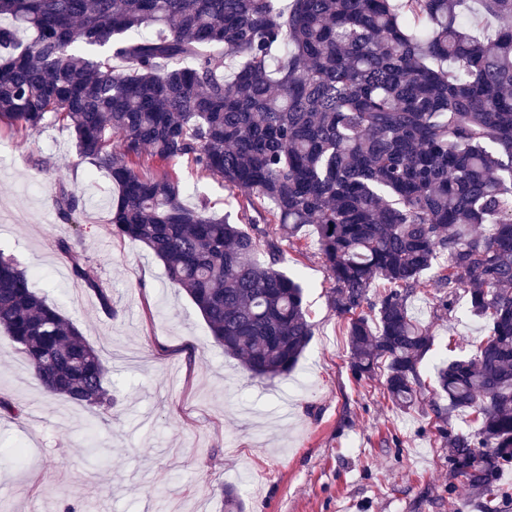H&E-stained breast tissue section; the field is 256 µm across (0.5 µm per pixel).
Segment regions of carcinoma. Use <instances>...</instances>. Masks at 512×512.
I'll return each instance as SVG.
<instances>
[{
	"label": "carcinoma",
	"mask_w": 512,
	"mask_h": 512,
	"mask_svg": "<svg viewBox=\"0 0 512 512\" xmlns=\"http://www.w3.org/2000/svg\"><path fill=\"white\" fill-rule=\"evenodd\" d=\"M478 3L490 35L459 23L463 0H0V123L69 129L117 191L108 233L161 260L258 377L288 375L312 327L253 214L271 211L291 243L313 227L350 370L382 377L400 410L426 390L434 345L409 300L443 260L442 308L462 288L488 330L436 370V417L474 415L444 433L448 489L499 512L512 498V0ZM183 162L241 194L239 223L184 203ZM56 204L67 223L80 208L63 181ZM57 247L112 312L96 267ZM0 333L47 393L112 409L97 351L2 252Z\"/></svg>",
	"instance_id": "carcinoma-1"
}]
</instances>
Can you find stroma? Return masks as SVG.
<instances>
[{
    "label": "stroma",
    "instance_id": "1",
    "mask_svg": "<svg viewBox=\"0 0 512 512\" xmlns=\"http://www.w3.org/2000/svg\"><path fill=\"white\" fill-rule=\"evenodd\" d=\"M183 176L186 204L204 196L237 220V190ZM62 182L83 201L74 224L55 209ZM114 192L106 173L78 157L69 131L51 125L23 139L0 127V249L98 350L116 397L102 414L47 395L25 355L0 338V395L21 410L0 417V499L11 512H224L228 488L242 512H477L464 488L448 487L433 391L399 410L379 379L350 371L314 232L287 247L283 265L303 286L313 336L289 377L259 379L213 343L158 258L108 234ZM60 239L96 267L115 316L73 277ZM436 275L424 274L411 304L434 337L420 365L428 382L487 334L464 293L439 311ZM90 440L98 457L86 452Z\"/></svg>",
    "mask_w": 512,
    "mask_h": 512
}]
</instances>
